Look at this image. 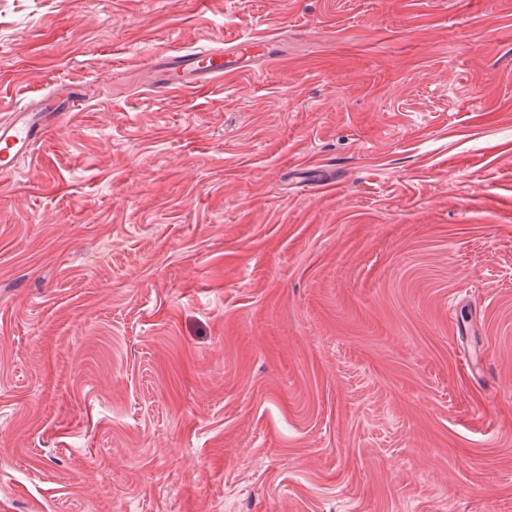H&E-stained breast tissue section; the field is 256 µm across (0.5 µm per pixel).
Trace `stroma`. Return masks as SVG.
Listing matches in <instances>:
<instances>
[{
	"mask_svg": "<svg viewBox=\"0 0 512 512\" xmlns=\"http://www.w3.org/2000/svg\"><path fill=\"white\" fill-rule=\"evenodd\" d=\"M71 85L0 177V512H512V0H0V117ZM273 54L270 44L242 38L225 47L164 50L155 54L148 65L151 78L147 87L157 94L201 91L247 67L253 59H274Z\"/></svg>",
	"mask_w": 512,
	"mask_h": 512,
	"instance_id": "1",
	"label": "stroma"
}]
</instances>
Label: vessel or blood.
Returning <instances> with one entry per match:
<instances>
[{"mask_svg": "<svg viewBox=\"0 0 512 512\" xmlns=\"http://www.w3.org/2000/svg\"><path fill=\"white\" fill-rule=\"evenodd\" d=\"M272 54L269 44L248 39L225 47L165 50L155 54L149 63L151 78L147 87L157 94L201 91L247 67L254 59ZM82 96L77 87L64 93L55 90L15 107L7 119L0 120V173H13L22 159L35 152L56 114L72 111Z\"/></svg>", "mask_w": 512, "mask_h": 512, "instance_id": "vessel-or-blood-1", "label": "vessel or blood"}]
</instances>
